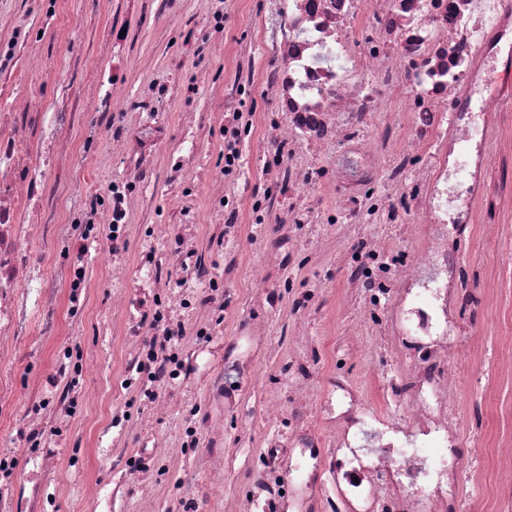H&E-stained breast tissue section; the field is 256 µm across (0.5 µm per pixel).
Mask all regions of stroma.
Masks as SVG:
<instances>
[{
	"mask_svg": "<svg viewBox=\"0 0 512 512\" xmlns=\"http://www.w3.org/2000/svg\"><path fill=\"white\" fill-rule=\"evenodd\" d=\"M270 0H172L182 23L167 28L156 14L151 0H101L100 8L89 7L88 0H61L60 28L45 31L34 43L46 59L69 56L68 80L76 91L92 86L100 77L98 64L112 47L116 30L131 28L134 39L129 61V80L140 89L157 80L170 86L157 117L169 125L172 143H180L187 125V113L206 114L217 109V94L225 81H253L262 68L271 66L272 56L259 41L260 23ZM224 13L221 47H214L209 32L211 12ZM244 42L254 45L252 54L236 57L235 48ZM64 168L79 176H89L87 194H94L112 175L122 173L121 157L108 145L87 155L64 153ZM465 263L484 271L494 263L512 259V225L494 232L477 229L461 244ZM92 286L76 315L66 305L35 315L32 333L12 350L0 355V383L10 396L0 401V452L17 462L19 477H26L25 456L30 444L12 425L13 418L28 413L45 419L43 407L55 385L63 384L64 368L54 354L58 344H70L74 356L97 362L98 370L80 380L83 399L79 413L68 428L58 434H45L42 447L54 461V471L66 486L56 496L49 512H92L85 492L90 485H106L110 473L100 464V450L112 439L102 421L113 402L126 401L120 387L118 366L124 351L112 337V308L118 288L130 270L113 274L100 267L94 256L85 259ZM464 402H486L490 430L512 412V382L501 385L495 399L486 400L484 386L469 376L462 391ZM177 426L171 399L147 413L137 425L126 430L122 445L128 449L142 446L145 435L167 437Z\"/></svg>",
	"mask_w": 512,
	"mask_h": 512,
	"instance_id": "1",
	"label": "stroma"
}]
</instances>
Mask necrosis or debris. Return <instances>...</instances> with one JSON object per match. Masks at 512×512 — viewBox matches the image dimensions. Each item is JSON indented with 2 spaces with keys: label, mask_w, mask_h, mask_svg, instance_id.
<instances>
[{
  "label": "necrosis or debris",
  "mask_w": 512,
  "mask_h": 512,
  "mask_svg": "<svg viewBox=\"0 0 512 512\" xmlns=\"http://www.w3.org/2000/svg\"><path fill=\"white\" fill-rule=\"evenodd\" d=\"M32 27L14 19L0 38V99L12 96L17 72L47 73L70 108L41 95L0 111V351L27 332L34 309L57 304L60 294L79 300L89 282L79 268L58 262L59 289L41 282L42 257L22 246L55 217L50 182L57 158L68 149L78 113L90 115L84 152L109 138L124 160L68 222L93 224L111 234L97 261L132 265L112 323L131 352L122 382L138 411L180 391L182 419L166 439L127 451L112 442L105 465L120 471L109 495L92 489L95 507L122 512L126 483L163 486L198 512L192 487L169 479L167 462L206 459L223 463L224 422L238 443L254 448L242 496L224 501V512H465L470 474L457 461L462 432L483 433L481 405L461 407L463 366L481 371V333L463 327L469 309L492 321L501 313V289L512 270L484 271L474 280L460 244L475 225L512 221V69L495 86L489 64L512 58V0H275L264 31L274 64L260 76L276 109L261 117L236 111L246 90L224 86L225 109L210 113L191 133L190 147L169 148L168 129L155 119L167 95L156 85L127 97L128 38L112 45L113 65L91 91L71 96L64 63L47 65L29 52ZM402 93L389 105L386 93ZM220 131L224 158L211 182L219 193L207 207L228 248L212 267L194 243L199 221L190 158L203 147L205 127ZM261 144L265 187L249 199L236 192L242 145ZM474 145L472 221L448 223V188L455 178L453 147ZM332 150L330 166L310 155ZM166 153L175 186L164 223H135L154 186L147 154ZM336 204L322 206L324 193ZM403 228L393 242L348 234L349 224ZM147 238L135 257L125 244L132 232ZM340 248L338 292L356 318L353 336L336 333L324 283L298 285L294 272ZM260 256L251 275L256 311L296 322L322 318L327 336L293 344L277 376L265 363L269 348L255 313L236 307L242 250ZM234 333L219 337L217 325ZM360 360V380L337 374L345 347ZM326 380L328 395L313 407L307 392ZM265 390L258 415L243 413V383ZM203 384L206 406L187 396Z\"/></svg>",
  "instance_id": "4bbe7bcc"
}]
</instances>
